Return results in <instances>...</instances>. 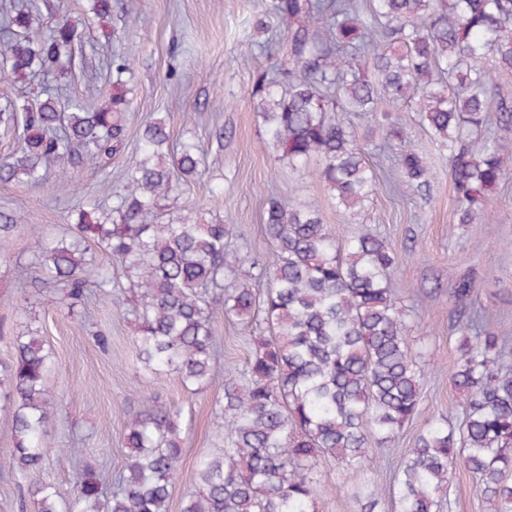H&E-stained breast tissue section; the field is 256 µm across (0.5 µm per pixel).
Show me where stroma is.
Returning a JSON list of instances; mask_svg holds the SVG:
<instances>
[{"label":"stroma","mask_w":512,"mask_h":512,"mask_svg":"<svg viewBox=\"0 0 512 512\" xmlns=\"http://www.w3.org/2000/svg\"><path fill=\"white\" fill-rule=\"evenodd\" d=\"M53 2L55 11L41 13L40 31L49 32L66 20L81 34L68 95L97 104L107 99L112 82L106 62L118 50L133 62L128 85L132 108L124 152L96 166L75 168V189L61 190L51 169L36 186L0 183V212L24 220L0 240V367L11 363L15 336L28 318H36L53 356L51 392L64 400L50 438L81 449L80 460L105 480H113L121 469L126 421L143 410L148 394L181 411L185 477L201 455L215 451L212 404L224 393L225 371L243 367L250 355L248 329L216 320L219 357L202 392L188 395L173 374L147 382L134 361L131 317L105 295L88 304L70 303L29 250L27 225H40L46 239L56 240L66 235L76 205H107L102 185L122 186L138 155L142 124L152 113H163L171 140L193 137L204 148L199 174L176 206H191L205 220L231 224L234 251L268 256L263 223L266 201L275 195L285 204L316 202L324 224L339 239L368 229L398 253L394 286L408 311V343L420 352L426 376L420 413L390 447L380 450L375 469L355 471L326 460L317 473L324 488L317 512H360L354 493L366 483L381 494L375 512H392L388 491L402 451L413 446L431 421L454 420L460 413V396L451 383L461 337L448 296L455 282L468 277L472 302L485 310L499 335L512 337V168L482 203L484 220L453 223L458 200L447 150L423 125L414 103H385L382 112L426 154L429 183L409 190L400 186L397 172L380 169L375 194L359 214L343 217L323 182L290 171L268 147L253 110L252 88L271 62L257 54L246 63L242 53L268 36L256 25L268 0H139L134 16L115 17L113 27L103 29L89 21L88 0Z\"/></svg>","instance_id":"1"}]
</instances>
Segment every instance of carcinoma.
Here are the masks:
<instances>
[{
  "instance_id": "1",
  "label": "carcinoma",
  "mask_w": 512,
  "mask_h": 512,
  "mask_svg": "<svg viewBox=\"0 0 512 512\" xmlns=\"http://www.w3.org/2000/svg\"><path fill=\"white\" fill-rule=\"evenodd\" d=\"M39 8L29 3L6 17L0 74L24 83L39 71L61 75L75 67L77 29L61 21L38 31ZM267 15L284 26V41L258 49L273 60L251 92L253 110L270 147L293 171L309 168L325 183L343 216L359 212L376 188L366 148L343 112H377L381 100L416 101L423 123L448 149L459 206L454 223L472 224L476 208L512 165L503 142L512 135V105L491 109L492 59L512 71V0H268ZM93 20L112 18V0H93ZM387 38L391 47L378 50ZM347 57L336 65L335 57ZM112 97L99 107L43 89L0 111L5 131L19 129L16 151L0 159L1 183L36 185L47 166L61 183L70 169L99 164L124 150L133 63L112 56ZM497 112L491 120L489 112ZM394 163L410 188L428 183L424 157L400 132ZM481 136L472 153L466 140ZM202 147L191 140L171 148L167 118L156 114L141 132L139 154L107 209L78 207L68 238L47 241L28 232L36 262L73 300L91 289L137 323L136 360L151 377L172 371L182 386H208L215 365V320L235 318L253 332L245 367L225 375L224 394L211 412L220 452L196 462L180 512H316V478L323 460L367 471L370 448L390 443L418 414L425 375L407 343V311L393 288L399 259L364 231L345 243L323 223L311 201L285 205L272 197L264 219L269 258L226 257L233 228L206 222L195 209L164 210L198 174ZM121 260L126 281L112 278L89 255L88 243ZM266 285L263 299L233 281L236 266ZM471 288L450 291L465 317L466 336L452 375L462 396L459 421L429 424L401 456L392 497L395 512H445L453 474L469 470L494 512H512V366L505 339L470 307ZM269 335H264V332ZM15 361L0 372V397L12 408L13 448L0 463L27 483L37 512H169L181 479L183 430L179 413L156 397L125 426L129 451L106 495L89 468L71 473L73 497L61 503L38 478L49 426L52 360L34 321L16 338Z\"/></svg>"
}]
</instances>
